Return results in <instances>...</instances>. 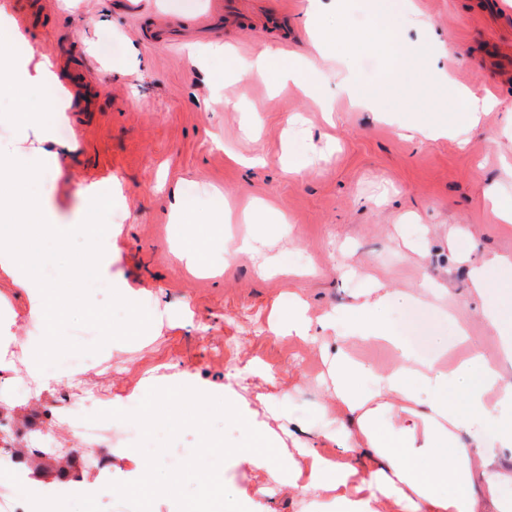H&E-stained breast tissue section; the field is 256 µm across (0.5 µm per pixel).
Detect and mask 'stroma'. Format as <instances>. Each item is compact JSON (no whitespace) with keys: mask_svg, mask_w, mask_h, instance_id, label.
<instances>
[{"mask_svg":"<svg viewBox=\"0 0 512 512\" xmlns=\"http://www.w3.org/2000/svg\"><path fill=\"white\" fill-rule=\"evenodd\" d=\"M50 7L20 17L15 0H0V25L17 26L23 41L0 45V72L21 77L31 96L49 85L56 111L35 123L0 125V152L42 153L49 169L37 185L39 202L55 224L81 222L88 202L107 192L112 260L101 280L133 289L151 316L132 341H113L64 365L91 384L112 388L111 402H140L161 377L193 367L196 385L254 417L277 447H291L288 421L305 420L321 432L316 408L329 397L318 383L324 369L318 343L275 337L274 312L294 298L312 314L335 309L376 279L393 299L388 326L408 325L404 341L427 354L435 339L453 341L456 322L467 325L488 354L498 340L485 316L496 290L470 293L472 263L512 255V227L488 213L486 191L512 203V5L506 0H388L377 14L372 0H323L322 29L343 17L355 45L332 56L312 77L326 87L325 102L293 84L241 74L227 77L214 45L247 60L264 48L308 59L316 49L301 27L308 0H240L241 19L205 27L212 0H50ZM434 34L419 40L418 23ZM407 34L395 65L379 45L384 28ZM447 60L452 83L496 96L465 133L450 138L407 139L404 124H455L446 84L428 60ZM355 77L375 88L374 111L352 107L336 93ZM239 102L225 110V99ZM305 170L281 165L284 151ZM221 195L237 205L263 199L288 217L286 238L235 220L225 224L209 203ZM187 204L193 223L172 217ZM456 238H449V230ZM253 234L252 252L224 260V239ZM189 250L198 258L188 267ZM275 259L287 275L264 280L256 269ZM362 268L359 276L348 267ZM0 326L17 339L31 336L37 314L25 291L0 268ZM269 376L239 377L251 358ZM112 363L101 375V361ZM228 491L248 512H308V501L283 491L257 495L263 472L228 459Z\"/></svg>","mask_w":512,"mask_h":512,"instance_id":"35a3bbf8","label":"stroma"}]
</instances>
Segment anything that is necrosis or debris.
<instances>
[{
	"label": "necrosis or debris",
	"mask_w": 512,
	"mask_h": 512,
	"mask_svg": "<svg viewBox=\"0 0 512 512\" xmlns=\"http://www.w3.org/2000/svg\"><path fill=\"white\" fill-rule=\"evenodd\" d=\"M44 381L30 373L22 347L0 356V447L8 449L4 462L16 470L29 469L34 455L43 461H61V482L86 473L108 478L112 467V435L115 425L97 426L84 420L88 404L105 405L109 393L90 389L76 378L62 386L56 398L42 403ZM34 401L38 409L29 424L17 422L13 404Z\"/></svg>",
	"instance_id": "4bbe7bcc"
}]
</instances>
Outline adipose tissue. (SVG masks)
Masks as SVG:
<instances>
[{
  "label": "adipose tissue",
  "instance_id": "adipose-tissue-1",
  "mask_svg": "<svg viewBox=\"0 0 512 512\" xmlns=\"http://www.w3.org/2000/svg\"><path fill=\"white\" fill-rule=\"evenodd\" d=\"M317 64L267 49L226 67L301 84L317 98L322 88L310 77ZM498 289L502 308L488 317L501 344L496 358L466 334L458 359L419 357L383 324L392 299L385 288L366 289L345 309L315 321L306 303L297 302L272 321L276 336L308 340L312 329L343 327L352 337L386 344L396 360L377 370L341 340L328 354L324 380L336 408L320 413L335 429V458L303 439L307 427L299 419L288 422L298 447L238 448L235 456L300 498L333 501L344 512H512V500L502 494L512 483V372L505 367L512 362V281Z\"/></svg>",
  "mask_w": 512,
  "mask_h": 512
}]
</instances>
